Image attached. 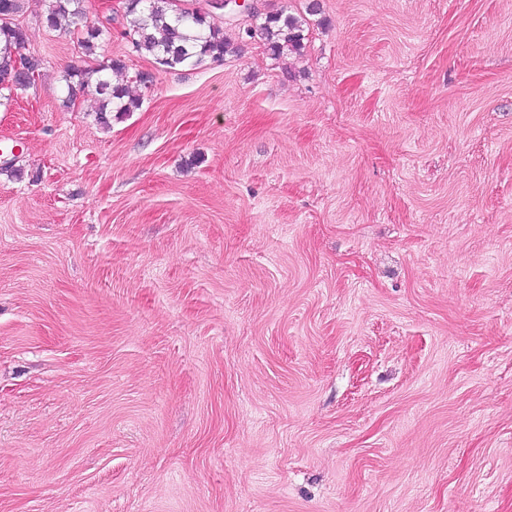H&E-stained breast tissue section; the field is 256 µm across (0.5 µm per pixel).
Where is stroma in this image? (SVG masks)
Masks as SVG:
<instances>
[{
    "label": "stroma",
    "mask_w": 512,
    "mask_h": 512,
    "mask_svg": "<svg viewBox=\"0 0 512 512\" xmlns=\"http://www.w3.org/2000/svg\"><path fill=\"white\" fill-rule=\"evenodd\" d=\"M24 0L0 102V512H512V0H319L142 105ZM23 0H0L1 19L5 15H10L12 21H0V40L6 41L0 44V98L9 99L12 90L22 89L30 86L35 82V73L38 75L42 66V60L35 55H30L29 65L26 71L27 59L29 55L22 53L26 49L28 42L27 30L15 23V17L22 10ZM17 60L16 57L20 55ZM18 68V69H17ZM22 69V70H19ZM2 91L9 92L8 95L2 94ZM8 96V97H6ZM125 63L120 58H109L98 61L94 66L75 69L68 73V102L74 103L82 93L94 92L100 97V107L96 112L101 124H109L112 112H134L141 106L140 98L129 95L125 85L112 82V73L122 74Z\"/></svg>",
    "instance_id": "obj_1"
}]
</instances>
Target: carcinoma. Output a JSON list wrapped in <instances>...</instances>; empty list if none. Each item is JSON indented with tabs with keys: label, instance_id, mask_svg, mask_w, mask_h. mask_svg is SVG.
<instances>
[{
	"label": "carcinoma",
	"instance_id": "1",
	"mask_svg": "<svg viewBox=\"0 0 512 512\" xmlns=\"http://www.w3.org/2000/svg\"><path fill=\"white\" fill-rule=\"evenodd\" d=\"M124 15V35L133 52L151 56L162 70L221 63L227 54L238 50L218 21L202 14L192 0H181L179 5L171 0H125ZM84 18L83 0H52L43 23L49 29L74 34ZM306 25L303 16L280 9L266 13L251 28H239L238 38L245 41L259 36L270 55L276 58L285 50L299 54L306 40ZM102 34L100 29H90L77 39V44L90 56ZM1 38L5 44L0 48V98L6 91L10 93L33 84L42 66V60L32 55L27 70L16 67V57L28 42L24 27L12 20L0 21ZM123 70L125 63L120 58L73 70L66 78L68 102H74L81 94L95 93L100 97L97 120L104 125L109 124L112 112L138 110L141 100L129 95L124 85L112 82V74H121Z\"/></svg>",
	"mask_w": 512,
	"mask_h": 512
}]
</instances>
